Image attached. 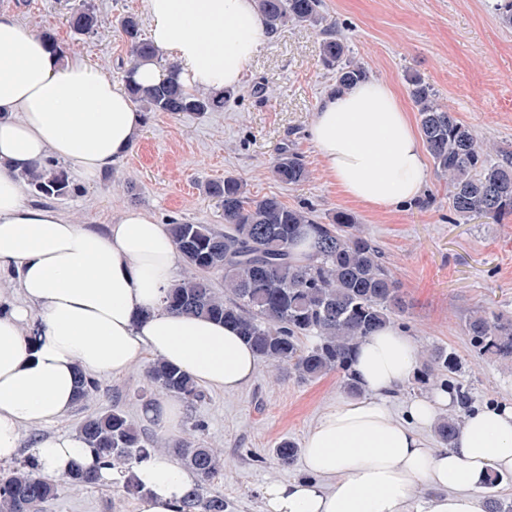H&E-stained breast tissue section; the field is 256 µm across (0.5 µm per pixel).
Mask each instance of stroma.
<instances>
[{"instance_id": "1", "label": "stroma", "mask_w": 512, "mask_h": 512, "mask_svg": "<svg viewBox=\"0 0 512 512\" xmlns=\"http://www.w3.org/2000/svg\"><path fill=\"white\" fill-rule=\"evenodd\" d=\"M352 59L370 78L390 82L408 112L416 106L406 77L415 74L438 102L469 125L492 156L512 151V27L504 26L496 0H324ZM97 34L73 33L65 22L66 0H0V14L27 29L50 32L64 56L95 67L123 83L127 46L117 28L124 14L144 15L143 0H93ZM318 28L287 23L269 36L242 85L219 112L148 113L122 162L107 174H75L79 193L49 200L73 222L101 229L129 207L159 223L171 219L223 229L222 208L203 191L206 182L236 177L248 196L277 197L292 208L309 206L329 223L351 213L379 248L407 302L395 323L420 351L445 347L462 365L458 379L475 406L512 402V364L472 352L465 325L484 309L512 315V216L495 223L460 219L448 206V185L428 168L421 196L385 211L347 198L330 181L308 129L333 80L321 63ZM295 145L311 172L289 186L276 180L270 164L282 147ZM144 354L126 372L97 375V389L50 425L24 429L23 443L42 434H73L91 415L123 410L148 434L192 437L221 453L224 470L210 485L223 494L226 512H261L263 485L304 476L302 462L284 467L272 450L284 439L303 443L320 415L343 397L337 375L302 383L287 371L259 362L251 380L227 392L202 387L201 398L182 404L176 424L163 427L146 417L152 402L166 396L151 390ZM137 498L124 486L77 489L58 482L42 512H136Z\"/></svg>"}]
</instances>
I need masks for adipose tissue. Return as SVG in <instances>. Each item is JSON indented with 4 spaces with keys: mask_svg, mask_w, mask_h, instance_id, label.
Instances as JSON below:
<instances>
[{
    "mask_svg": "<svg viewBox=\"0 0 512 512\" xmlns=\"http://www.w3.org/2000/svg\"><path fill=\"white\" fill-rule=\"evenodd\" d=\"M145 4L153 45L178 69L144 59L133 82L173 76L217 92L243 83L266 36L256 0ZM143 125L127 90L0 15V276L16 278L22 296L0 308V463L18 456L25 428L73 410L79 374H120L146 353L228 392L255 372V354L232 327L163 308L178 258L167 225L128 208L98 232L26 201L21 172L51 157L96 177L126 156ZM309 136L351 199L390 210L421 195L425 156L389 82L328 91ZM418 362L415 342L395 326L366 337L353 365L361 396L319 417L303 445L305 476L266 484L264 512H485L489 474L512 476V405L469 410L452 447L432 448L424 432L457 407L456 394L412 397L400 417L387 400ZM30 455L51 478L80 463L97 467L100 483L124 480L74 435L39 437ZM132 474L137 512H179L190 481L180 465L152 454Z\"/></svg>",
    "mask_w": 512,
    "mask_h": 512,
    "instance_id": "adipose-tissue-1",
    "label": "adipose tissue"
}]
</instances>
